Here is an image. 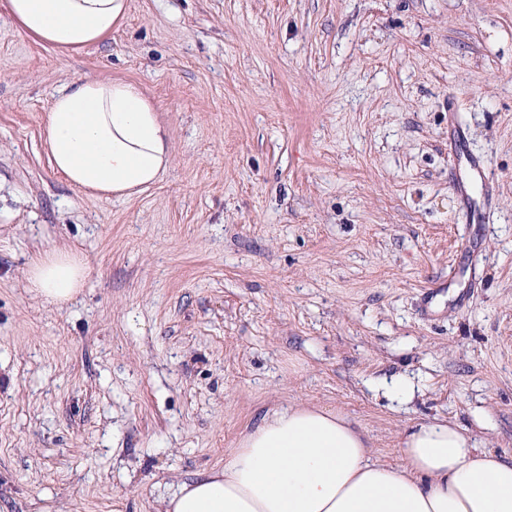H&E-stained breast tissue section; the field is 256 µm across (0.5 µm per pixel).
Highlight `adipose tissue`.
Returning <instances> with one entry per match:
<instances>
[{"label":"adipose tissue","mask_w":512,"mask_h":512,"mask_svg":"<svg viewBox=\"0 0 512 512\" xmlns=\"http://www.w3.org/2000/svg\"><path fill=\"white\" fill-rule=\"evenodd\" d=\"M31 35L60 48L99 40L124 18L127 0H7ZM44 145L58 172L99 199L127 200L171 165V145L154 105L133 84L66 83L44 120ZM86 271L71 253L35 259L27 281L62 307ZM397 464L374 460L341 413L289 405L248 432L222 469L179 486L164 512H512V458L478 448L445 422L406 431Z\"/></svg>","instance_id":"ef3b65f1"}]
</instances>
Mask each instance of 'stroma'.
Listing matches in <instances>:
<instances>
[{"instance_id": "35a3bbf8", "label": "stroma", "mask_w": 512, "mask_h": 512, "mask_svg": "<svg viewBox=\"0 0 512 512\" xmlns=\"http://www.w3.org/2000/svg\"><path fill=\"white\" fill-rule=\"evenodd\" d=\"M81 78L137 84L169 129L137 197L49 162ZM63 246L88 274L60 309L26 271ZM291 404L382 463L433 421L512 457V0H129L76 51L0 0V512H162Z\"/></svg>"}]
</instances>
